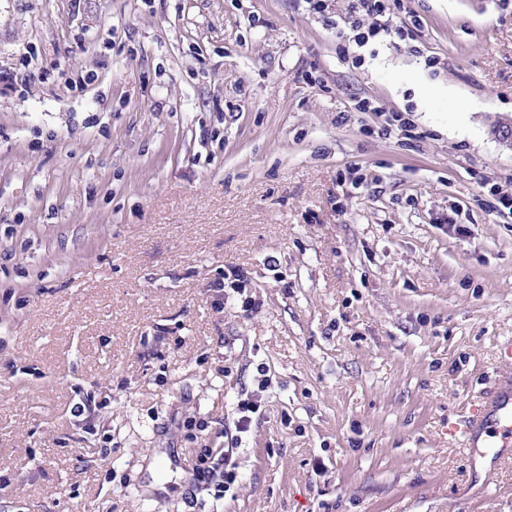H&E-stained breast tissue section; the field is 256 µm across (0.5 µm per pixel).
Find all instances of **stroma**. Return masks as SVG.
<instances>
[{"instance_id":"stroma-1","label":"stroma","mask_w":512,"mask_h":512,"mask_svg":"<svg viewBox=\"0 0 512 512\" xmlns=\"http://www.w3.org/2000/svg\"><path fill=\"white\" fill-rule=\"evenodd\" d=\"M349 3L0 0V512H512V0ZM347 24L352 32L353 42L358 47L366 46L370 41L397 34L400 39L409 38V32L402 27L392 29L389 23L390 0H351ZM477 429L482 446L507 448L512 441V378L502 377L483 398L477 412L468 423L465 436L471 440V431ZM477 440V441H478ZM224 450V456L215 457L209 461L210 457H200L198 463L192 469V480L194 482V492L209 490L213 487L215 498H224V491L233 485L237 479L234 463L232 462V452Z\"/></svg>"}]
</instances>
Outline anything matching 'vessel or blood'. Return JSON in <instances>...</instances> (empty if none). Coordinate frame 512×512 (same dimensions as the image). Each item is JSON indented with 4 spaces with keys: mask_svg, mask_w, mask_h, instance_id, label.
<instances>
[{
    "mask_svg": "<svg viewBox=\"0 0 512 512\" xmlns=\"http://www.w3.org/2000/svg\"><path fill=\"white\" fill-rule=\"evenodd\" d=\"M477 431L483 446H512V378L499 379L485 394L483 402L468 423Z\"/></svg>",
    "mask_w": 512,
    "mask_h": 512,
    "instance_id": "b4317fda",
    "label": "vessel or blood"
}]
</instances>
